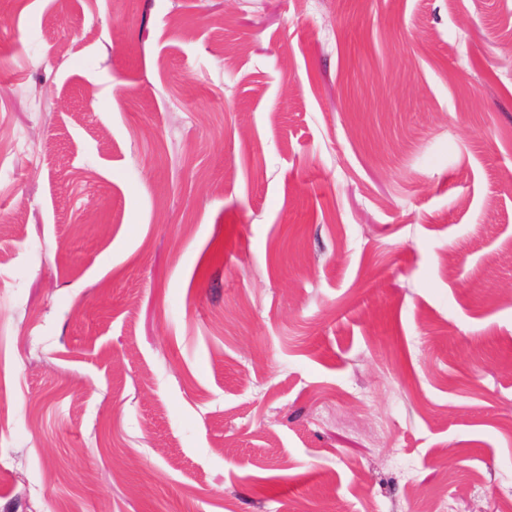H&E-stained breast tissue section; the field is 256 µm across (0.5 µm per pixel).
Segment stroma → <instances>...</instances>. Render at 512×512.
I'll use <instances>...</instances> for the list:
<instances>
[{"mask_svg": "<svg viewBox=\"0 0 512 512\" xmlns=\"http://www.w3.org/2000/svg\"><path fill=\"white\" fill-rule=\"evenodd\" d=\"M512 0H0V512H504Z\"/></svg>", "mask_w": 512, "mask_h": 512, "instance_id": "stroma-1", "label": "stroma"}]
</instances>
